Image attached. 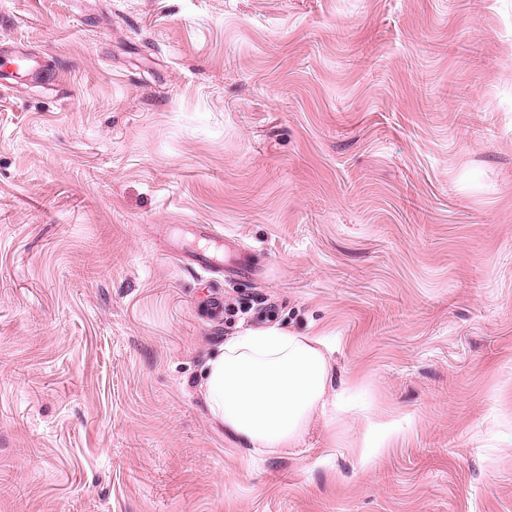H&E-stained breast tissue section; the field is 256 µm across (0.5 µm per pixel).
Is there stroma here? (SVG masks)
I'll return each instance as SVG.
<instances>
[{
  "mask_svg": "<svg viewBox=\"0 0 512 512\" xmlns=\"http://www.w3.org/2000/svg\"><path fill=\"white\" fill-rule=\"evenodd\" d=\"M0 56V512H512V0H0ZM271 325L286 455L197 393ZM320 336L286 328L249 330L206 361L198 393L214 421L254 448H294L330 381Z\"/></svg>",
  "mask_w": 512,
  "mask_h": 512,
  "instance_id": "obj_1",
  "label": "stroma"
}]
</instances>
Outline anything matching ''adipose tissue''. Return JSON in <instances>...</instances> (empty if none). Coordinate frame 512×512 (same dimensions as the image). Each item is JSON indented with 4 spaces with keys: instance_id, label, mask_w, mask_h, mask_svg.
Segmentation results:
<instances>
[{
    "instance_id": "ef3b65f1",
    "label": "adipose tissue",
    "mask_w": 512,
    "mask_h": 512,
    "mask_svg": "<svg viewBox=\"0 0 512 512\" xmlns=\"http://www.w3.org/2000/svg\"><path fill=\"white\" fill-rule=\"evenodd\" d=\"M322 344L280 327L247 331L207 360L198 392L227 433L272 452L295 447L330 381Z\"/></svg>"
}]
</instances>
